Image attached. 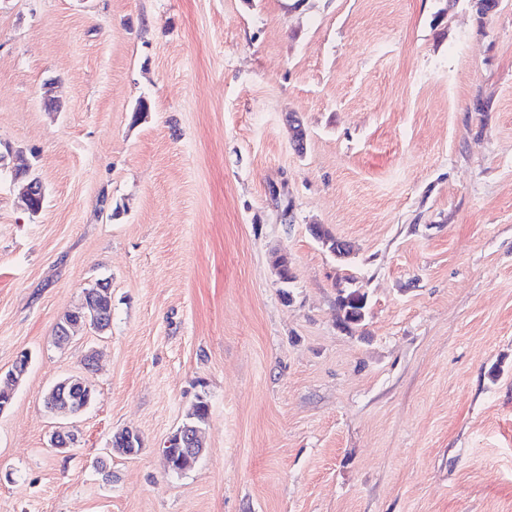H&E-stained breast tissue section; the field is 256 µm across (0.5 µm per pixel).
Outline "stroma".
Wrapping results in <instances>:
<instances>
[{
	"mask_svg": "<svg viewBox=\"0 0 512 512\" xmlns=\"http://www.w3.org/2000/svg\"><path fill=\"white\" fill-rule=\"evenodd\" d=\"M0 148L46 188L0 175V512H512V0H0ZM101 279L111 329L57 344ZM9 156L13 157L12 150H7V154L0 151V171L10 169V172L13 174V181L22 182L21 196L28 209L30 198L43 199L45 197V188L38 177L30 175L29 169L18 170L16 166L8 164L6 160ZM343 322L346 326L359 325L364 321L368 308V295L360 289H353L338 298ZM77 393L81 395L79 402L72 398ZM44 400L52 405L49 411L63 421L51 435V447L59 452H66L77 441L74 425L67 421H72L84 413L94 400V392L84 380L68 377L52 385L44 395ZM182 437H188L191 441L192 448H189V452L192 455L193 461L196 459L198 460L204 451L201 441V427L193 423H184L180 430L169 440L166 448H163L162 450L168 467L172 466V456L169 448L172 446L179 448Z\"/></svg>",
	"mask_w": 512,
	"mask_h": 512,
	"instance_id": "stroma-1",
	"label": "stroma"
}]
</instances>
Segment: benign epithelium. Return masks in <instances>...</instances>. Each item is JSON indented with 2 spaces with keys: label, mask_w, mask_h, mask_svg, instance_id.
Listing matches in <instances>:
<instances>
[{
  "label": "benign epithelium",
  "mask_w": 512,
  "mask_h": 512,
  "mask_svg": "<svg viewBox=\"0 0 512 512\" xmlns=\"http://www.w3.org/2000/svg\"><path fill=\"white\" fill-rule=\"evenodd\" d=\"M13 155L12 150L3 153L0 151V171L10 170L13 174V181L21 183V196L24 202L30 199L44 198L45 188L39 178L30 175L27 169H18L7 163V158ZM112 308L111 291L105 284L95 285L92 291L84 292L82 307L67 314L59 322L60 331L56 337L59 344L68 342L71 338V329L80 323L92 326L105 324L106 316ZM44 400L51 403L50 412L62 420L51 435V447L59 452H65L77 441L72 420L78 418L92 404L94 392L91 386L80 378H64L54 385L44 395ZM190 439L192 448L189 452L193 459H198L204 448L201 441V427L193 423H185L180 430L169 440L168 447L163 449V456L167 464H172V456L169 448L180 446L181 438Z\"/></svg>",
  "instance_id": "obj_1"
}]
</instances>
